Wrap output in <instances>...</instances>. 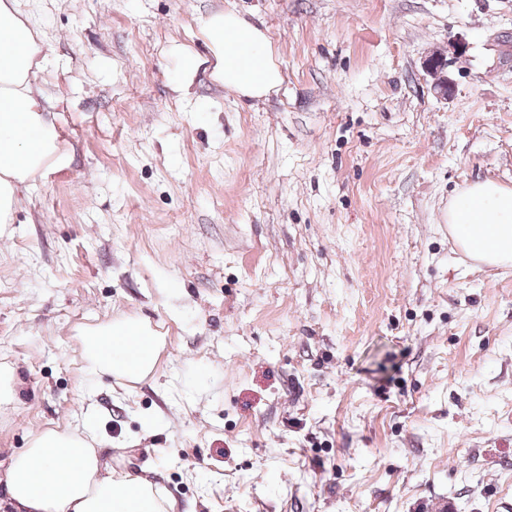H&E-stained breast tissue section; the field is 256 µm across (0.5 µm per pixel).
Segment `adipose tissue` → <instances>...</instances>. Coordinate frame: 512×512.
I'll list each match as a JSON object with an SVG mask.
<instances>
[{
	"mask_svg": "<svg viewBox=\"0 0 512 512\" xmlns=\"http://www.w3.org/2000/svg\"><path fill=\"white\" fill-rule=\"evenodd\" d=\"M206 54L182 52L174 88L189 94L198 73L239 96L278 91L283 73L263 28L229 10L200 21ZM37 32L17 0H0V224H10L22 191L69 155L38 86L46 60ZM448 232L471 259L512 267V187L466 184L448 205ZM81 355L90 380L108 374L137 382L153 372L163 338L149 323L119 319L85 328ZM90 426L44 429L0 468V486L14 512H169L154 484L138 474H115L95 446Z\"/></svg>",
	"mask_w": 512,
	"mask_h": 512,
	"instance_id": "adipose-tissue-1",
	"label": "adipose tissue"
}]
</instances>
